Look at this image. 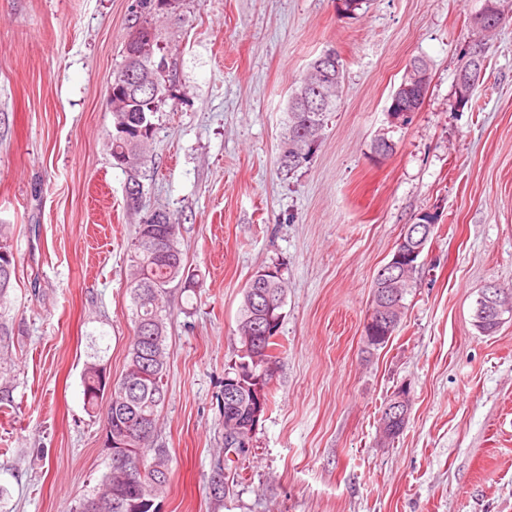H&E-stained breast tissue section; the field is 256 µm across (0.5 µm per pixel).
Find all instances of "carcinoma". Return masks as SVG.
<instances>
[{
    "label": "carcinoma",
    "instance_id": "carcinoma-1",
    "mask_svg": "<svg viewBox=\"0 0 512 512\" xmlns=\"http://www.w3.org/2000/svg\"><path fill=\"white\" fill-rule=\"evenodd\" d=\"M142 10L134 15L122 55V61L112 70L110 84L112 97L107 104L112 107L114 131L111 151L115 164L130 170L138 169L145 162L147 149L152 141L156 124L153 118L166 101L169 70L160 65L166 59V46L155 33L150 22L152 14L167 8L164 0H144ZM138 52L142 63L149 69V84L155 93H140L125 86V70ZM317 84L326 96L322 109L307 107L291 94L288 104V149L281 157L282 168L291 172L309 160L313 148L319 141L327 113L336 110V83L319 80L315 65H310L302 78ZM179 224L164 210H155L151 216L143 217L128 254V276L133 303L134 336L130 343L124 370L112 383V395L101 393L104 365L90 362L83 372V393L89 416L101 418L109 423L110 436L131 431L127 445L132 447L131 456L140 459L141 469L131 464L121 466L112 458L92 492L80 499L73 512H126L128 500L145 490L164 494L170 484L155 485L159 469L171 472L170 459L165 449L152 447L157 431L160 410L167 400V352L166 320L164 300L177 288H192L195 275L189 272L182 250L178 247ZM166 239L167 257L164 260L152 254L153 239ZM15 260L3 262L0 256V362L8 363L9 347L12 344L13 326L2 309L10 303L14 289ZM286 285L279 267L266 274L258 284L254 279L246 283L238 310L237 334L242 338L254 335V325L268 327L269 335L259 340L257 356L273 357V352L283 354L285 346L277 341L282 318V307L268 313L264 295L274 301L285 300ZM260 365L253 363L250 355H238L225 368L224 379L249 383L259 376ZM235 406L224 407V437H229L238 426V418L246 407L243 386L237 388Z\"/></svg>",
    "mask_w": 512,
    "mask_h": 512
}]
</instances>
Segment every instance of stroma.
Returning a JSON list of instances; mask_svg holds the SVG:
<instances>
[{"label":"stroma","mask_w":512,"mask_h":512,"mask_svg":"<svg viewBox=\"0 0 512 512\" xmlns=\"http://www.w3.org/2000/svg\"><path fill=\"white\" fill-rule=\"evenodd\" d=\"M133 4L0 0V225L16 264L0 512H71L105 471L82 373L94 353L112 377L124 369L127 253L158 209L178 218L198 279L165 302L160 512H512V319L491 335L475 325L484 289L512 287V25L479 38L484 0H364L351 15L336 0H177L154 23L171 82L133 209L106 106ZM477 39L487 69L462 109L456 74ZM330 48L341 104L286 172L288 100ZM418 58L423 105L395 118ZM382 137L392 150L378 158ZM427 212L436 226L400 324L367 350L375 276ZM272 264L287 282L276 404L230 462L224 369L243 288ZM401 387L408 421L387 440L381 414Z\"/></svg>","instance_id":"1"}]
</instances>
